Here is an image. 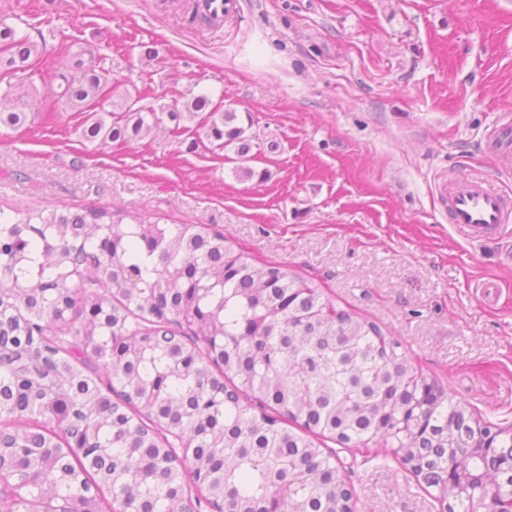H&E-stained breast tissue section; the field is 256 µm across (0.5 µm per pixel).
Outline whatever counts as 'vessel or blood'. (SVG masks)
Instances as JSON below:
<instances>
[{
    "label": "vessel or blood",
    "mask_w": 512,
    "mask_h": 512,
    "mask_svg": "<svg viewBox=\"0 0 512 512\" xmlns=\"http://www.w3.org/2000/svg\"><path fill=\"white\" fill-rule=\"evenodd\" d=\"M198 13L221 20L236 14L238 0H194ZM448 215L452 223L479 239L499 225L512 220L503 194L479 177L453 183L446 192Z\"/></svg>",
    "instance_id": "1"
}]
</instances>
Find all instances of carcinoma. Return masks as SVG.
Masks as SVG:
<instances>
[{
	"mask_svg": "<svg viewBox=\"0 0 512 512\" xmlns=\"http://www.w3.org/2000/svg\"><path fill=\"white\" fill-rule=\"evenodd\" d=\"M48 35L36 42L1 19L0 69L31 66ZM76 67L56 102L92 113L85 140L151 133L156 108L95 65ZM40 108L50 104L10 88L0 125ZM170 114L255 176L238 113L201 94ZM201 336L223 341L209 351ZM400 348L204 226L0 206V512H103L109 496L123 512H182L184 481L202 473L221 512H352L345 476L315 441L325 435L347 448L384 440L447 496V512L479 505L478 489L444 486L456 457L512 497V469H489L479 451L512 454V435L417 375Z\"/></svg>",
	"mask_w": 512,
	"mask_h": 512,
	"instance_id": "carcinoma-1",
	"label": "carcinoma"
}]
</instances>
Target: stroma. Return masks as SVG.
<instances>
[{"label": "stroma", "mask_w": 512, "mask_h": 512, "mask_svg": "<svg viewBox=\"0 0 512 512\" xmlns=\"http://www.w3.org/2000/svg\"><path fill=\"white\" fill-rule=\"evenodd\" d=\"M190 2L8 0L10 23L56 38L0 72V92L45 97L74 46L159 121L109 146L83 140L71 109L0 126V203L205 225L376 322L414 370L512 428V222L474 241L445 197L477 175L512 200V155L488 146L512 116V0H241L211 25ZM200 93L251 117L255 178L235 174L232 150L173 135L169 108ZM322 446L354 512H442L382 448Z\"/></svg>", "instance_id": "stroma-1"}]
</instances>
